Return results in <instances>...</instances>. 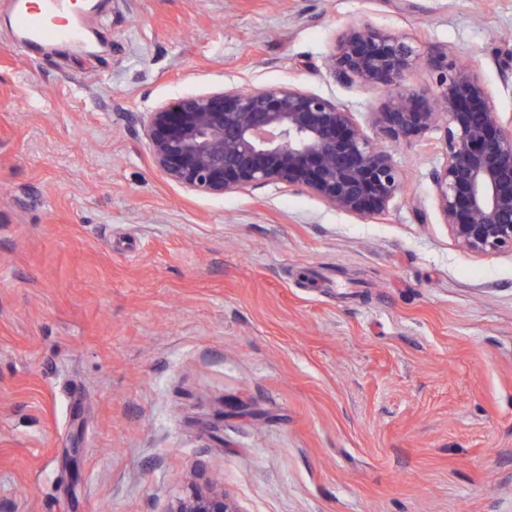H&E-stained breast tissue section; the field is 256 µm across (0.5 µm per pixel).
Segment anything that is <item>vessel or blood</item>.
Instances as JSON below:
<instances>
[{
  "label": "vessel or blood",
  "mask_w": 512,
  "mask_h": 512,
  "mask_svg": "<svg viewBox=\"0 0 512 512\" xmlns=\"http://www.w3.org/2000/svg\"><path fill=\"white\" fill-rule=\"evenodd\" d=\"M18 44L22 48L49 46L56 42L74 43L84 37V28L72 0H52L46 9L17 0Z\"/></svg>",
  "instance_id": "obj_1"
}]
</instances>
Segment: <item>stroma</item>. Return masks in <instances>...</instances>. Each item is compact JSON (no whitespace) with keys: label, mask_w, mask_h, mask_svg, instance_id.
<instances>
[{"label":"stroma","mask_w":512,"mask_h":512,"mask_svg":"<svg viewBox=\"0 0 512 512\" xmlns=\"http://www.w3.org/2000/svg\"><path fill=\"white\" fill-rule=\"evenodd\" d=\"M96 51L17 47L0 0V512H512V255L454 241L443 130L358 218L152 166L140 121L291 85L372 141L389 88L335 82L342 26L469 62L512 114V0H93ZM170 512H240L224 491L213 488L193 489L179 498Z\"/></svg>","instance_id":"1"}]
</instances>
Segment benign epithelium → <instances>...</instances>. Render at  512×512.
Returning a JSON list of instances; mask_svg holds the SVG:
<instances>
[{
  "mask_svg": "<svg viewBox=\"0 0 512 512\" xmlns=\"http://www.w3.org/2000/svg\"><path fill=\"white\" fill-rule=\"evenodd\" d=\"M421 60L412 42L371 23L337 38L329 75L342 83L396 89L375 113L392 143L439 127L445 162L434 174L436 204L455 241L476 254L512 253V116L493 103L472 70L438 52L427 58L437 89L405 85ZM153 167L198 194L267 184L304 189L359 218L380 214L403 191L404 175L344 104L295 86L184 94L146 113ZM169 512H240L224 492L193 489Z\"/></svg>",
  "mask_w": 512,
  "mask_h": 512,
  "instance_id": "benign-epithelium-1",
  "label": "benign epithelium"
}]
</instances>
